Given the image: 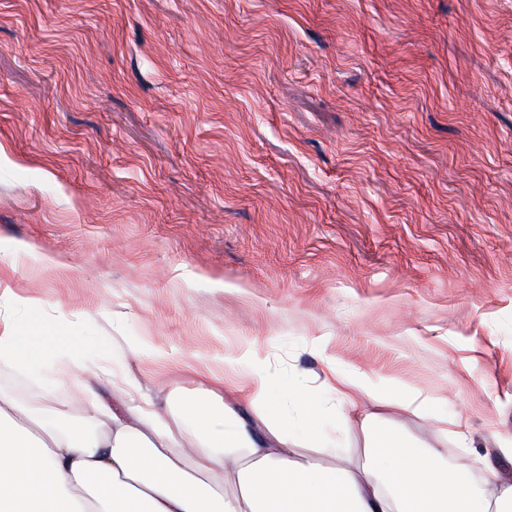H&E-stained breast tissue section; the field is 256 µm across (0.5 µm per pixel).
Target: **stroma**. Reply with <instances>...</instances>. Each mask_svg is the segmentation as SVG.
Masks as SVG:
<instances>
[{
	"instance_id": "1",
	"label": "stroma",
	"mask_w": 512,
	"mask_h": 512,
	"mask_svg": "<svg viewBox=\"0 0 512 512\" xmlns=\"http://www.w3.org/2000/svg\"><path fill=\"white\" fill-rule=\"evenodd\" d=\"M4 304L83 337L108 407V371L166 416L247 377L241 343L300 389L327 355L469 435L386 427L512 480V0H0ZM55 367L0 392L82 420ZM362 419L315 461L361 459ZM224 363L227 369L232 371L237 365L243 363L262 366L264 359L253 343H243L232 352L224 354Z\"/></svg>"
}]
</instances>
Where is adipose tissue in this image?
<instances>
[{"instance_id": "ef3b65f1", "label": "adipose tissue", "mask_w": 512, "mask_h": 512, "mask_svg": "<svg viewBox=\"0 0 512 512\" xmlns=\"http://www.w3.org/2000/svg\"><path fill=\"white\" fill-rule=\"evenodd\" d=\"M46 319L0 324V362L34 368L62 344ZM214 382L204 400L184 403L164 421L139 404L118 413L89 401L86 423L35 417L0 397V512H512V482L489 473L486 493L450 470L440 449L416 448L401 435L379 431L368 460L321 466L297 458L289 422L280 407L288 398L320 444L316 427L327 411L346 415L359 403L390 402L398 411L425 414L421 393L385 399L361 372L332 374L325 391L294 392L265 375L233 387L232 398ZM333 405H326V398ZM261 406L255 422L240 408ZM188 443L191 470L182 467L175 439ZM221 472L235 477L227 495L205 483Z\"/></svg>"}]
</instances>
